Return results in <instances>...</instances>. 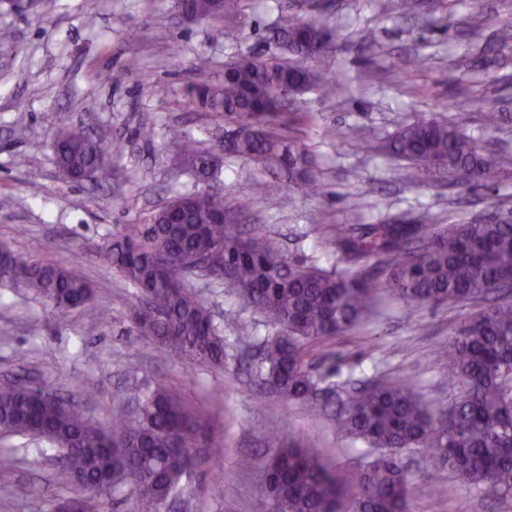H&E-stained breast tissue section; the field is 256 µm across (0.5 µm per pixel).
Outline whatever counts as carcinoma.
I'll return each instance as SVG.
<instances>
[{
  "label": "carcinoma",
  "instance_id": "1",
  "mask_svg": "<svg viewBox=\"0 0 512 512\" xmlns=\"http://www.w3.org/2000/svg\"><path fill=\"white\" fill-rule=\"evenodd\" d=\"M178 7L189 21L243 22L247 0H178ZM278 30L284 57H239L224 66L220 81L194 85L187 107L213 112L230 126L224 153L299 169L308 184L314 170L306 145L274 132V126L293 122V113L277 106L275 97L281 89L335 97L336 86L314 68L331 54L334 38L311 15H284ZM169 147L207 187L173 197L150 223L112 236L105 254L136 290L132 332L192 364L221 368L225 358L224 336L191 285L195 277L228 282L261 312L274 328L255 364L261 387L299 403L331 389L328 374L310 363V346L368 320L381 291L418 309L485 301L498 282L512 279L509 211L492 221L448 225L423 216L403 224H331L329 241L343 265L323 270L288 257L271 240L238 231L239 209L224 206V194L210 185L222 169L220 156L186 134L171 138ZM385 147L409 163L403 176L416 185L436 174L475 184L501 164L479 152L462 124L431 116L402 127ZM53 149L73 181L124 177L107 160L122 154L120 140L107 147L86 128L67 126ZM0 282L22 284L61 313L106 316L79 261L26 259L1 246ZM438 358L448 359L458 389L446 408L429 409L411 381L368 385L342 402L336 430L362 442L368 456L357 474L302 445L285 444L279 428H267L264 438L274 453L257 486L259 499H278L284 512H407L409 498L427 494L428 486L412 484L394 455L414 448L486 494L512 500V300L502 298L474 314ZM127 400L128 410L97 429L75 406L65 408L41 389L23 392L3 382L0 432L34 435L54 447L63 478L76 488L57 503L60 512H112L126 489L130 512H161L165 501L194 489L202 468L224 456V444L207 443L191 463L199 414L165 383L137 387Z\"/></svg>",
  "mask_w": 512,
  "mask_h": 512
}]
</instances>
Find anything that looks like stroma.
Wrapping results in <instances>:
<instances>
[{
  "label": "stroma",
  "instance_id": "stroma-1",
  "mask_svg": "<svg viewBox=\"0 0 512 512\" xmlns=\"http://www.w3.org/2000/svg\"><path fill=\"white\" fill-rule=\"evenodd\" d=\"M327 16L336 49L320 63L325 80L343 84L341 96L301 95L297 112L313 113L315 125L295 135L314 156L317 181L303 192L275 172L278 194L253 193L265 169L228 157L218 187L226 204L246 203L243 228L276 239L290 256L323 269L341 265L327 239L331 224H375L391 216H427L437 224L484 220L512 210V165L489 182L466 185L449 179L423 186L402 177L404 161L358 140V133L384 140L420 113L460 120L484 154L512 157V44L498 56L500 16L512 15V0H413L406 16L389 12L388 0H329ZM297 0H251L244 25L228 24L213 39L207 22H188L177 0H6L0 4V244L12 251L62 264L81 261L102 321L80 313L60 314L21 285L0 284V379L76 398L94 390L82 405L85 417L107 425L125 409L127 391L145 382H166L205 415L193 443L224 442L221 465L205 470L199 488L169 503V512H262L255 496L262 464L272 450L263 433L278 426L284 438H301L336 465L359 472L363 448L336 431L335 401L319 409L261 393L248 350L270 330L261 315L218 283L201 289L224 332L226 367L194 366L174 351L130 331L133 290L101 252L112 234L148 223L152 212L178 194L200 188L191 172L176 167L165 150L183 132L219 152L225 124L214 114L189 109L190 85L214 82L225 62L239 55L278 54L274 29ZM428 22H421L420 14ZM211 60L206 71L198 56ZM421 65L411 62L413 56ZM511 120L491 130L484 113ZM84 125L126 149L114 163L120 181L68 179L57 167L53 139L58 127ZM157 136L140 138L143 127ZM336 128V138L324 136ZM42 150L29 154L28 144ZM29 154L27 165L16 159ZM468 306L443 304L411 309L388 301L384 314L364 326L313 347L314 362L336 367L340 388L360 382L413 379L430 405L456 396L447 367L436 352L448 347L471 314ZM44 443L31 436L0 433V512H53L69 495L56 462L40 456ZM413 483L429 485L411 499L410 512H512L459 479L433 459L404 449L396 456ZM28 487L17 495V487Z\"/></svg>",
  "mask_w": 512,
  "mask_h": 512
}]
</instances>
